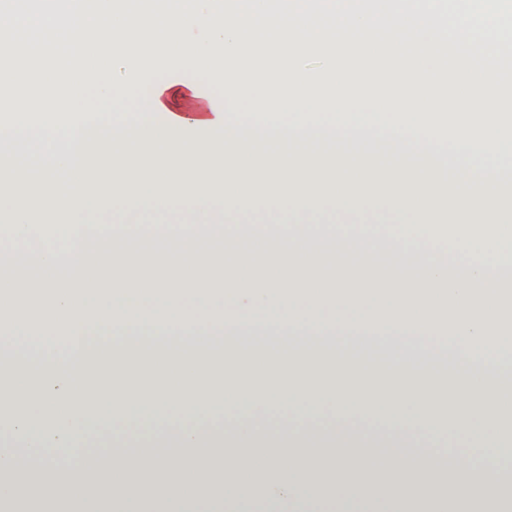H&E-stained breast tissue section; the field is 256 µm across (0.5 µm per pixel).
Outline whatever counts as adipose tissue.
Segmentation results:
<instances>
[{
  "mask_svg": "<svg viewBox=\"0 0 512 512\" xmlns=\"http://www.w3.org/2000/svg\"><path fill=\"white\" fill-rule=\"evenodd\" d=\"M334 0H289L273 13L271 0H76L63 11L40 13L46 49L78 43L105 52L112 66L90 88L59 81L47 87L45 202L48 223L65 236L91 241L84 217L114 200L135 209L167 207L176 197L194 201L190 224H129L114 230L118 242L313 241L321 236L308 215L329 203L320 154L328 147L329 28ZM206 30L203 54L183 44L180 25ZM266 42L296 57H319L316 69L280 73L257 93L258 112L216 111L187 84L159 87L147 108L133 92L157 62L143 44L171 50L193 65L220 67L226 85L240 84L239 65L262 67L254 45ZM129 94L117 110L97 105L112 80ZM168 116L158 128L154 115ZM190 128L204 138L183 139ZM290 206L295 224H226L222 212L260 205ZM213 291L138 292L99 298L39 299L27 303L31 322L0 324V351L19 364L0 388V512H14L19 478H29L45 503L63 512H182L208 496L214 512L266 491L270 512H308L309 495L321 491L352 508L365 497L396 499L400 512H512V495L479 499L459 490L431 494L438 475L477 474L489 486L512 480V431L502 441L476 442L448 453L402 439V413L413 406L431 417L445 400L451 423L469 429L475 416L497 418L500 384L512 380V304L368 290H234L232 309L215 312ZM333 302L325 320L320 311ZM277 312L268 323L254 310ZM275 335L302 339L277 351L242 346L243 338ZM387 348L394 361L346 377V364L363 346ZM451 360L456 378L434 382L433 367ZM260 383L254 404L290 387L303 404L319 394L336 404L333 428L308 418L283 416L263 423L250 412L230 431L201 421L215 399L240 390L238 370ZM95 399L120 409L125 440L102 437L87 449L82 408ZM385 407L393 428L367 433L347 412ZM172 408L186 424L141 426L128 412ZM38 415L39 430L30 427ZM75 449L81 463L60 467L59 448Z\"/></svg>",
  "mask_w": 512,
  "mask_h": 512,
  "instance_id": "1",
  "label": "adipose tissue"
}]
</instances>
